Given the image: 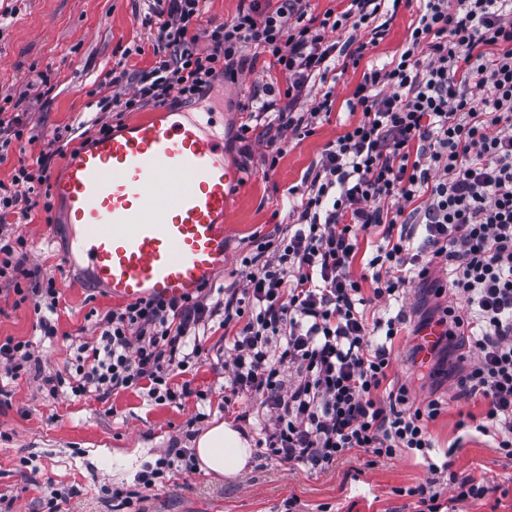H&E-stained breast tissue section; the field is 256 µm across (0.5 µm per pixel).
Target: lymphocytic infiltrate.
<instances>
[{
  "label": "lymphocytic infiltrate",
  "instance_id": "obj_1",
  "mask_svg": "<svg viewBox=\"0 0 512 512\" xmlns=\"http://www.w3.org/2000/svg\"><path fill=\"white\" fill-rule=\"evenodd\" d=\"M259 2L243 0L233 19L204 26L201 0H156L145 22L157 62L131 83L112 75L103 108L192 102L217 80L235 82L243 49L253 48L276 76L240 109L267 115L274 134L261 160L275 168L281 132L308 137L332 112L327 86L297 111L309 84L325 82L337 56L360 64L370 41L359 33L384 34L376 18L386 0H350L344 11L315 16L303 0H277L272 11ZM348 28L352 36L333 41ZM348 108L359 118L310 168L293 222L274 225L243 258V289L215 303L196 295L107 312L96 341L77 346L74 373L42 376L48 394L64 387L105 401L118 389H142L158 402L206 399L173 378L203 353L216 324L231 352L224 404L245 401L244 420L249 409L260 413L257 445L267 456L326 471L356 453H424L427 423L442 404L414 405L407 387L390 381L403 319L372 320L367 308L440 269L467 306L445 307L437 320L458 351L455 396L484 401L475 428L512 457V0H422L406 46L364 72ZM54 156L44 152L0 181V279L32 275L27 239L5 222L52 211ZM364 235L379 241L364 265L368 296L353 272ZM0 365L15 381L40 360L30 341L10 336L0 340Z\"/></svg>",
  "mask_w": 512,
  "mask_h": 512
}]
</instances>
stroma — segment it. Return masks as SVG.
<instances>
[{
    "mask_svg": "<svg viewBox=\"0 0 512 512\" xmlns=\"http://www.w3.org/2000/svg\"><path fill=\"white\" fill-rule=\"evenodd\" d=\"M5 2L16 14L8 27L0 28V100L22 113L29 134L0 165V180L7 182L18 163L35 164L56 129L77 130L96 118L95 95L108 93L113 67L133 76L153 67L157 58L153 33L141 23L148 0ZM418 14V0H404L367 59L390 61L406 44ZM41 71L50 73L53 85L44 96L36 84ZM363 73L360 67H339L329 74L336 98L330 117L317 119L309 137L284 134L283 155L271 170L259 159L245 158L237 140L239 107L261 83L262 65L243 68L236 83L215 82L195 103L172 106L175 119H194L223 139L225 162L243 175L230 190L224 268L215 274V285L244 287L240 260L249 253L253 235L288 222L290 192L305 190L310 167L343 134L349 118L346 101ZM13 229L29 242L28 268L56 279L61 292L53 316L57 333L50 339L41 336L32 301L17 302L12 285L0 282V337L32 341L44 370L65 371L74 348L99 335V315L118 303L86 283L81 265L66 262L72 238L61 199H54L52 212L33 209ZM421 302L418 289L411 287L403 301L378 303L371 312L385 319L406 315L394 344L392 380L406 384L415 403L433 398L446 403L428 423L434 442L428 456L407 450L391 458L354 454L316 473L255 448L236 476L184 472L181 459L168 457V450L194 452L197 437L218 422H234L250 440L258 438L256 418L241 421L224 410V371L216 365L224 335L217 331L187 375L192 387L207 391L203 403L190 397L179 405L160 404L145 391L130 389L105 402L92 393L76 398L63 391L52 397L33 373L15 382L0 381V388L11 393L9 404L0 406V512H43L42 500L54 489L67 496L63 512H113L116 489L140 490L131 512H416L408 488L429 478L430 464L442 462L449 465L439 477L444 497L454 496V479L471 474L484 481V496L461 503L460 512H512V458L493 448L490 437L460 423L461 414L481 415L484 402L456 399L447 374L439 370L438 353L425 359L419 354ZM163 457L171 463L164 484L141 489V476Z\"/></svg>",
    "mask_w": 512,
    "mask_h": 512,
    "instance_id": "35a3bbf8",
    "label": "stroma"
}]
</instances>
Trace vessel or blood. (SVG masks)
I'll use <instances>...</instances> for the list:
<instances>
[{
    "label": "vessel or blood",
    "mask_w": 512,
    "mask_h": 512,
    "mask_svg": "<svg viewBox=\"0 0 512 512\" xmlns=\"http://www.w3.org/2000/svg\"><path fill=\"white\" fill-rule=\"evenodd\" d=\"M240 173L192 123L145 119L71 157L54 191L89 279L122 301H171L224 267L228 188Z\"/></svg>",
    "instance_id": "vessel-or-blood-1"
}]
</instances>
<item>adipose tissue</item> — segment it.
Returning <instances> with one entry per match:
<instances>
[{
	"label": "adipose tissue",
	"instance_id": "ef3b65f1",
	"mask_svg": "<svg viewBox=\"0 0 512 512\" xmlns=\"http://www.w3.org/2000/svg\"><path fill=\"white\" fill-rule=\"evenodd\" d=\"M196 454L205 472L230 477L245 468L251 448L241 431L220 422L198 437Z\"/></svg>",
	"mask_w": 512,
	"mask_h": 512
}]
</instances>
